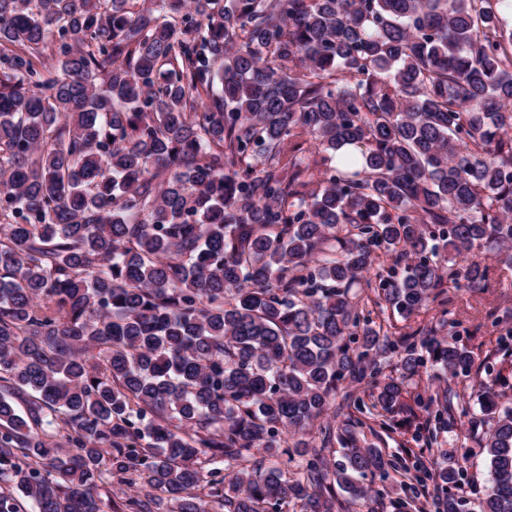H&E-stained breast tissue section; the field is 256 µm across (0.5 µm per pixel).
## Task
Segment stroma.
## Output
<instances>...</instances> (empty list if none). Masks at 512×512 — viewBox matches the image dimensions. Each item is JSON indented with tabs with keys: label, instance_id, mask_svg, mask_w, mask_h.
<instances>
[{
	"label": "stroma",
	"instance_id": "1",
	"mask_svg": "<svg viewBox=\"0 0 512 512\" xmlns=\"http://www.w3.org/2000/svg\"><path fill=\"white\" fill-rule=\"evenodd\" d=\"M484 262L489 266L490 274L488 287L482 294L472 296L461 292L452 296L446 310L429 308L408 320L395 322L401 335L437 327L449 341L465 345L475 358V367L469 376L455 379L453 387L471 397L496 377L501 364L492 349L498 337L512 331L511 324L497 320L498 314L512 312V261L488 256ZM477 439V433L469 431L455 418L449 420L447 431L439 435L440 442L448 450L444 458L435 449L412 442L410 430L400 424L395 425L392 432L381 434L376 444L399 466L420 460L429 467L441 463L462 467L464 488L452 487L448 493L463 501L462 512H479L478 504L490 476Z\"/></svg>",
	"mask_w": 512,
	"mask_h": 512
}]
</instances>
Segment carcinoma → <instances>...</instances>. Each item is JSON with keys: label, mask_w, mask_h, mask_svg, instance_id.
I'll return each instance as SVG.
<instances>
[{"label": "carcinoma", "mask_w": 512, "mask_h": 512, "mask_svg": "<svg viewBox=\"0 0 512 512\" xmlns=\"http://www.w3.org/2000/svg\"><path fill=\"white\" fill-rule=\"evenodd\" d=\"M511 13L0 0V512H102L116 474L145 490L130 512H342L336 489L389 476L366 433L416 406L429 448L458 407L486 427L480 512H512V397L424 399L421 370L474 357L385 316L484 291L477 253L512 260ZM379 250L375 321L352 288ZM284 454L303 471L265 466Z\"/></svg>", "instance_id": "carcinoma-1"}]
</instances>
